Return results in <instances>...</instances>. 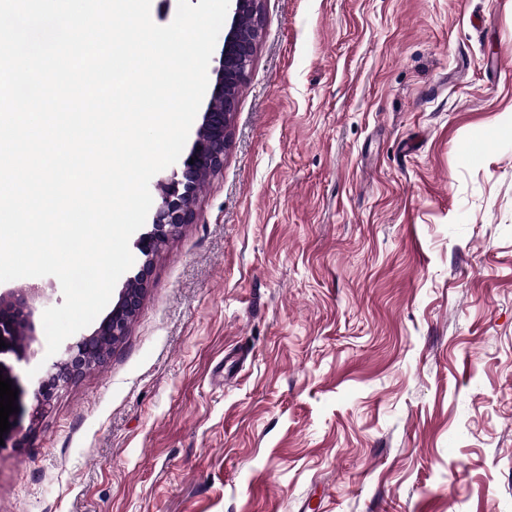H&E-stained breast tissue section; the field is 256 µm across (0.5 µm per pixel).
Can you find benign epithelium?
<instances>
[{
  "label": "benign epithelium",
  "instance_id": "7a95c632",
  "mask_svg": "<svg viewBox=\"0 0 512 512\" xmlns=\"http://www.w3.org/2000/svg\"><path fill=\"white\" fill-rule=\"evenodd\" d=\"M231 22L224 36V46L213 69L214 84L196 136L176 161L172 173L156 183L151 230L141 234L136 248L143 262L128 276L118 301L90 335L80 336L70 344L62 358L46 369L34 389L35 409L49 404L53 396L93 366L105 360L107 344L120 342L128 333L137 314L151 275L153 256L185 224L193 222L194 204L203 177L219 171L229 145L231 124L237 108L238 93L234 86L244 81L257 46L258 30L245 33L240 20L246 15L260 19L262 0H229ZM34 309L22 290L0 293V339L6 347L0 355L26 356L36 339ZM25 337L23 343L15 341Z\"/></svg>",
  "mask_w": 512,
  "mask_h": 512
}]
</instances>
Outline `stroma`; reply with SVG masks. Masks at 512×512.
Returning a JSON list of instances; mask_svg holds the SVG:
<instances>
[{
	"label": "stroma",
	"mask_w": 512,
	"mask_h": 512,
	"mask_svg": "<svg viewBox=\"0 0 512 512\" xmlns=\"http://www.w3.org/2000/svg\"><path fill=\"white\" fill-rule=\"evenodd\" d=\"M0 512H512V0H264L223 169Z\"/></svg>",
	"instance_id": "35a3bbf8"
}]
</instances>
